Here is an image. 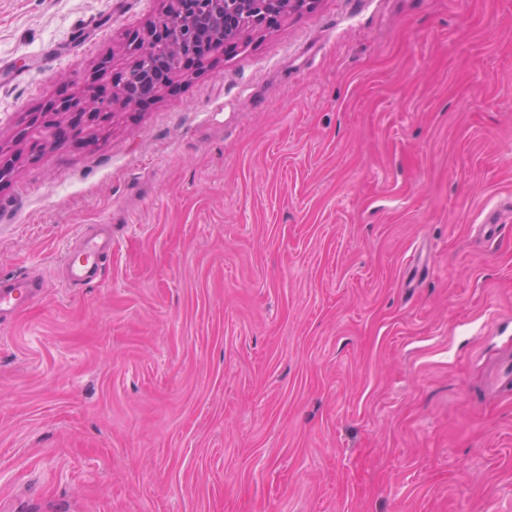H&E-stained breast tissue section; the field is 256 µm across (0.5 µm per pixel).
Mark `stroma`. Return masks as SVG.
I'll list each match as a JSON object with an SVG mask.
<instances>
[{"mask_svg": "<svg viewBox=\"0 0 512 512\" xmlns=\"http://www.w3.org/2000/svg\"><path fill=\"white\" fill-rule=\"evenodd\" d=\"M162 8L0 0V512H512V0H318L46 147ZM112 248V239L105 235H87L63 261L68 282L75 287L91 285L100 278L104 258ZM43 288L42 281L28 275L2 280L0 282V315L29 306ZM487 386L497 393L512 391V359L510 356L501 360L489 370Z\"/></svg>", "mask_w": 512, "mask_h": 512, "instance_id": "35a3bbf8", "label": "stroma"}]
</instances>
